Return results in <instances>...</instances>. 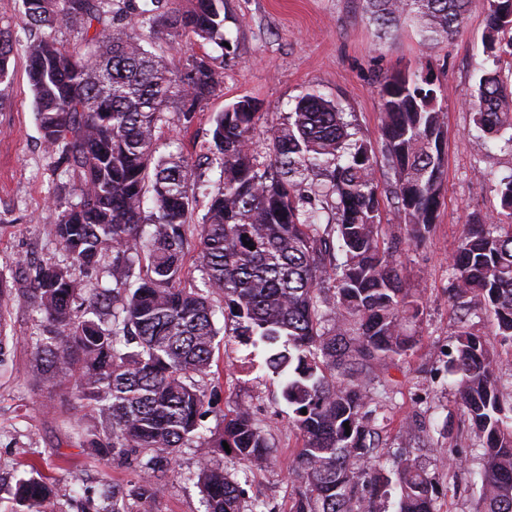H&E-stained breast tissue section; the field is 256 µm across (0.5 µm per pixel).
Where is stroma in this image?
Instances as JSON below:
<instances>
[{
	"label": "stroma",
	"instance_id": "1",
	"mask_svg": "<svg viewBox=\"0 0 512 512\" xmlns=\"http://www.w3.org/2000/svg\"><path fill=\"white\" fill-rule=\"evenodd\" d=\"M224 35L231 52L224 58V85L183 128L176 110L160 134L159 150L189 159L208 153L217 112L242 96L256 100L267 123L284 122L298 97L316 91L351 114L361 136L381 143L379 86L384 77L419 65L430 66L447 90L445 182L442 205L427 238L404 239L403 226L384 224L386 239L400 242L399 261L406 287L423 298L420 341L406 360L375 367L372 391H387L380 444L389 454L415 453L429 463L436 482L437 512H476L470 473L477 463L475 437L445 370L446 352L459 323L448 300L452 265L477 213L492 217L499 207L494 188L512 174V146L476 131L469 100L485 65L481 38L486 0H471L460 33L424 52L410 27L379 38L365 14L364 0H224ZM21 0H0V26L10 28L19 48L11 82L0 84V274L12 290L6 366L0 367V512H14L13 491L29 468L53 485V512H110L106 487H129L137 462L112 459L78 445L79 432L97 426L94 413L66 387L47 383L32 367L28 338L40 314L29 297L32 263H62L64 253L42 228L58 212L51 206L63 177L44 151L28 85L24 49L32 40ZM250 347L230 342L221 348L218 371L204 378L209 402L204 424L213 428L238 404L250 406L270 439L273 463L256 469L216 456L215 463L256 499L261 512H289L294 495L290 460L301 439L289 424L290 411L280 382L250 364ZM414 417L432 429L406 433L401 422ZM200 458L182 449L164 479V491L144 504V512H205L196 485Z\"/></svg>",
	"mask_w": 512,
	"mask_h": 512
}]
</instances>
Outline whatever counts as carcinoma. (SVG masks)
<instances>
[{"mask_svg": "<svg viewBox=\"0 0 512 512\" xmlns=\"http://www.w3.org/2000/svg\"><path fill=\"white\" fill-rule=\"evenodd\" d=\"M382 29L416 28L430 49L452 39L471 0H366ZM483 70L470 102L490 138L512 131V0H487ZM27 78L43 142L75 199L45 227L65 254L40 264L31 294L42 315L30 338L34 367L67 385L104 424L82 448L117 457L149 453L141 482L112 492V512L154 498L155 472L184 447L197 449L205 512H255L245 492L213 464L225 452L260 466L272 444L253 411L237 405L220 426L202 425L206 393L194 381L212 373L216 312L235 324L239 343L267 351L266 368L288 374L282 397L302 437L291 461L298 486L290 512H377L376 499L399 489L397 512H437L433 477L419 455H396L388 471L373 425L383 407L368 388L373 366L413 353L421 297L406 288L398 251L382 237L392 215L408 240L435 223L445 175L446 89L431 69L400 71L380 86L384 163L376 177L372 143L341 106L303 95L287 121L260 127L258 103L243 96L214 117L206 164L182 154L156 157L174 104L183 127L224 80V0H23ZM138 20L128 21L130 10ZM81 35L83 51L57 38ZM161 34L213 44L179 65L146 44ZM15 44L0 28V84L11 80ZM262 131L264 160L253 150ZM219 169L198 224L204 289L183 285L188 216L205 169ZM500 211L468 219L453 267L450 299L459 329L445 362L455 396L481 447L473 486L480 512H512V393L501 384L494 344L464 326L481 312L498 341L512 344V175L495 187ZM249 245H244V242ZM105 275L112 285L99 283ZM0 277V361L8 304ZM307 414H302V409ZM349 427H344V422ZM52 484L36 467L17 483L16 512H48Z\"/></svg>", "mask_w": 512, "mask_h": 512, "instance_id": "carcinoma-1", "label": "carcinoma"}]
</instances>
